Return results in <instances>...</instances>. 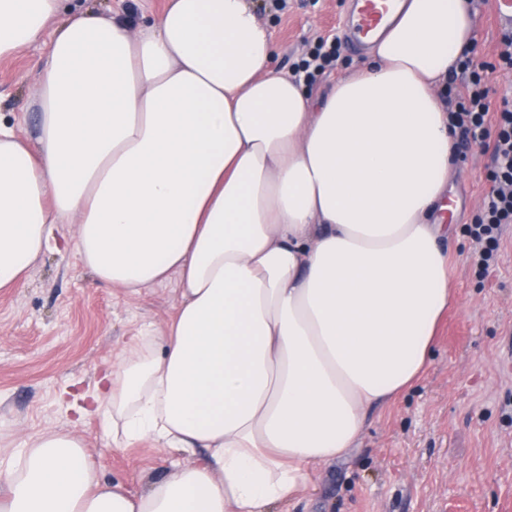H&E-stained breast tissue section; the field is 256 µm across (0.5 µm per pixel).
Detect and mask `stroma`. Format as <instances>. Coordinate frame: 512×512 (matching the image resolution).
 <instances>
[{
  "label": "stroma",
  "instance_id": "obj_1",
  "mask_svg": "<svg viewBox=\"0 0 512 512\" xmlns=\"http://www.w3.org/2000/svg\"><path fill=\"white\" fill-rule=\"evenodd\" d=\"M274 35L280 70L292 72L308 45L338 42L335 66L312 84L323 95L364 60L343 29L349 0H255ZM498 0H476L474 58L497 60L503 27ZM44 45L0 60V117L36 115L23 107L37 91ZM448 174L455 235L448 255L457 304L443 320L425 376L390 406L368 413L345 459L311 473L306 490L280 512H512V225L500 239L486 276L467 228L489 189L490 153L460 146ZM76 227L55 225L48 250L18 286L0 290V432L6 447H22L48 430L83 441L100 475L132 493L149 477L178 465L203 463V452L167 456L152 442L115 447L95 416L77 418L63 392L93 391L101 369L131 349L144 330L163 331L173 314L177 281L131 295L99 283L81 263Z\"/></svg>",
  "mask_w": 512,
  "mask_h": 512
}]
</instances>
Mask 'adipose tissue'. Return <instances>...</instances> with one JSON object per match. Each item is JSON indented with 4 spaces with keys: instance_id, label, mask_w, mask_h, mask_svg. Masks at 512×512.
I'll return each mask as SVG.
<instances>
[{
    "instance_id": "obj_1",
    "label": "adipose tissue",
    "mask_w": 512,
    "mask_h": 512,
    "mask_svg": "<svg viewBox=\"0 0 512 512\" xmlns=\"http://www.w3.org/2000/svg\"><path fill=\"white\" fill-rule=\"evenodd\" d=\"M128 16L0 0V59L45 44L35 140L0 120V288L57 224L83 266L137 294L176 278L93 395L113 443L203 464L138 494L82 440L0 456V512H270L345 457L367 411L422 378L448 286L455 134L439 90L476 45L467 0H404L324 97L276 71L252 0H167Z\"/></svg>"
}]
</instances>
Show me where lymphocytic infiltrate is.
I'll return each mask as SVG.
<instances>
[{
    "label": "lymphocytic infiltrate",
    "instance_id": "1",
    "mask_svg": "<svg viewBox=\"0 0 512 512\" xmlns=\"http://www.w3.org/2000/svg\"><path fill=\"white\" fill-rule=\"evenodd\" d=\"M457 65L468 79L448 89L451 125L462 139L484 144L491 158V188L470 230L483 274L496 260L502 226L512 224V91L496 94L486 65L477 64L471 54H464Z\"/></svg>",
    "mask_w": 512,
    "mask_h": 512
}]
</instances>
